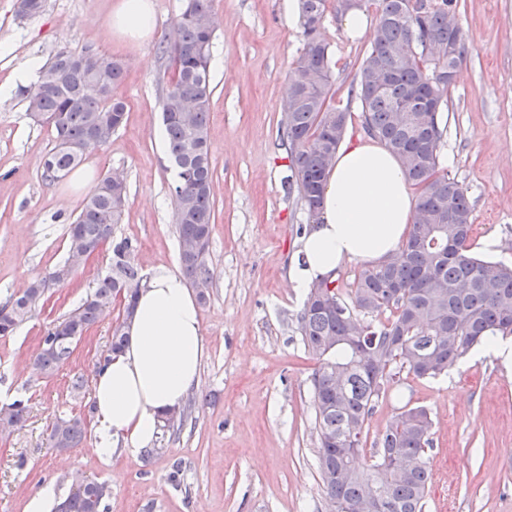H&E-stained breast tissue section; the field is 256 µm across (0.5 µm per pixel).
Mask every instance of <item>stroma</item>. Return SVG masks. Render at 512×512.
I'll use <instances>...</instances> for the list:
<instances>
[{"label":"stroma","instance_id":"35a3bbf8","mask_svg":"<svg viewBox=\"0 0 512 512\" xmlns=\"http://www.w3.org/2000/svg\"><path fill=\"white\" fill-rule=\"evenodd\" d=\"M472 42L450 89L441 152L451 178L472 204L473 240L495 234L499 260L512 263V0H460ZM154 26L142 39L112 33L118 0H45L43 13L23 19L16 0H0V84L31 59L91 46L120 60L117 94L122 125L91 152L83 169L111 173L127 185L115 239H128L141 269L179 262L170 187L175 172L162 129L165 59L156 48L172 30L183 0H152ZM219 25L211 57L209 139L215 167V221L206 254L213 275L200 304L208 344L199 384L184 400L183 427L157 438L153 449L117 444L99 458L95 435L77 447L49 448L57 418H92L97 361L119 316L112 307L52 375L34 370L38 344L59 318L77 308L109 270L101 250L72 278L52 285L32 316L0 338V390L5 402L24 399L23 426L0 433V512H25L31 496L53 487L56 498L75 479L108 483L107 512H328L316 464L317 431L311 374L317 365L298 333L306 298L294 288L300 229L312 219L290 189L280 120L289 72L302 47L295 0H215ZM320 33L332 50L333 101L348 114L352 137H363L359 100L350 93L369 39L350 38L327 10ZM50 130L37 125L20 91L0 98V304L68 257L66 231L84 192L72 177L50 182L43 160ZM83 377L82 392L71 389ZM426 407L433 419L426 451L431 484L424 512H512V368L487 355L467 358L435 378L401 374L380 400L363 438L361 464L403 406ZM180 484L170 483L173 466Z\"/></svg>","mask_w":512,"mask_h":512}]
</instances>
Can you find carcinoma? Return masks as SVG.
<instances>
[{"instance_id": "carcinoma-1", "label": "carcinoma", "mask_w": 512, "mask_h": 512, "mask_svg": "<svg viewBox=\"0 0 512 512\" xmlns=\"http://www.w3.org/2000/svg\"><path fill=\"white\" fill-rule=\"evenodd\" d=\"M215 0H184L174 20L178 42H161L170 77L162 96L163 123L177 180L172 190L181 270L204 302L211 281L206 253L214 224L213 162L208 138L210 49L218 27ZM44 0H17L22 18L42 13ZM304 38L288 76L281 121L292 180L309 216L316 215L324 179L344 137L348 113L332 104L334 76L329 44L319 36L327 0H298ZM371 48L357 81L365 134L401 161L418 191V219L388 261L362 268L349 298L331 282L312 288L298 314L305 348L318 359L311 376L317 460L331 512H424L431 473L425 453L433 420L421 406L403 407L375 444L372 462L355 464L369 418L402 371L435 378L491 340L512 336V265L470 251L473 208L440 160L442 116L459 62L471 41L458 0H379ZM121 61L92 47L57 50L22 89L27 111L50 128L55 145L43 163L49 181L68 175L107 142L123 123L126 106L115 95ZM127 187L104 175L67 230L68 255L112 245L109 272L81 305L50 327L33 358L49 374L70 356L83 331L122 305L101 361L122 350L143 275L131 243L114 241ZM70 261L29 281L0 305V336H10L36 309L51 285L69 280ZM389 312L384 321L372 316ZM27 404L0 408V432L21 425ZM188 417L174 407L160 428L178 429ZM79 417L59 418L51 447L66 450L84 438ZM111 490L92 481L57 501L53 512H105Z\"/></svg>"}]
</instances>
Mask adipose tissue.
I'll return each instance as SVG.
<instances>
[{
	"mask_svg": "<svg viewBox=\"0 0 512 512\" xmlns=\"http://www.w3.org/2000/svg\"><path fill=\"white\" fill-rule=\"evenodd\" d=\"M151 0H120L117 33L140 37L151 28ZM399 159L374 140L343 141L323 185L310 232L291 270L295 287L336 278L348 260L378 264L398 252L417 216ZM127 343L94 374L97 451L111 459L116 439L133 451L152 448L162 412L197 386L207 354L197 301L176 268L152 266L125 328Z\"/></svg>",
	"mask_w": 512,
	"mask_h": 512,
	"instance_id": "obj_1",
	"label": "adipose tissue"
}]
</instances>
